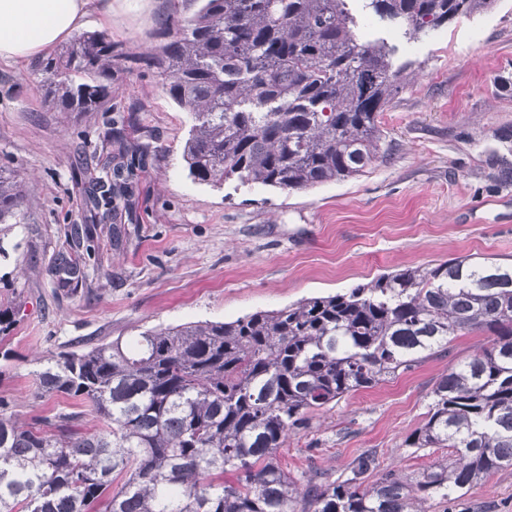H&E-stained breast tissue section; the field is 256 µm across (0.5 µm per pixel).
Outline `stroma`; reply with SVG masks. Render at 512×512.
Listing matches in <instances>:
<instances>
[{
  "mask_svg": "<svg viewBox=\"0 0 512 512\" xmlns=\"http://www.w3.org/2000/svg\"><path fill=\"white\" fill-rule=\"evenodd\" d=\"M200 6L112 0V39L148 51L168 17ZM351 8L365 16L360 0ZM368 19L371 36L414 73L380 116L388 154L365 175L290 193L194 181L182 158L191 117L160 77L121 70L110 114L50 112L28 66L0 65V165L18 172L26 200L23 222L0 233V294L15 293L18 308L0 342V399L16 419L65 407L83 412L81 431L97 427L81 401L36 394L38 373L63 351L278 310L455 257L512 263V0L415 40L399 24ZM129 112L122 141L146 150L115 218L94 223L88 187L115 150L113 114ZM63 256L78 258V286L59 272ZM484 341L478 332L457 337L449 354L313 414L279 448V465L296 478L321 469L343 479L364 454L381 472L418 473L447 458V449L404 439L423 422L440 375ZM432 512H512V469Z\"/></svg>",
  "mask_w": 512,
  "mask_h": 512,
  "instance_id": "stroma-1",
  "label": "stroma"
}]
</instances>
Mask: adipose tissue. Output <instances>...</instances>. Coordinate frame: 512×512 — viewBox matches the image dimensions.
<instances>
[{
  "label": "adipose tissue",
  "instance_id": "ef3b65f1",
  "mask_svg": "<svg viewBox=\"0 0 512 512\" xmlns=\"http://www.w3.org/2000/svg\"><path fill=\"white\" fill-rule=\"evenodd\" d=\"M112 20V0H0V61L31 63L89 24Z\"/></svg>",
  "mask_w": 512,
  "mask_h": 512
}]
</instances>
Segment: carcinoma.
Instances as JSON below:
<instances>
[{"mask_svg":"<svg viewBox=\"0 0 512 512\" xmlns=\"http://www.w3.org/2000/svg\"><path fill=\"white\" fill-rule=\"evenodd\" d=\"M494 0H364L416 38ZM139 54L103 32L82 33L32 66L51 112H110L121 63L157 73L193 125L183 159L195 180L297 191L363 175L378 160V118L405 68L360 34L348 0H205ZM136 153L96 179L94 208L115 212ZM25 196L0 166V225L18 224ZM0 295V342L15 323ZM488 334L433 387L408 448H449L411 475L372 484L374 459L345 479L282 470L278 448L309 414ZM43 395L90 405L102 425L73 431L64 409L40 427L0 399V512H428L512 467V265L451 258L379 275L345 293L229 322L147 330L71 353L38 373ZM233 479L228 480L225 475Z\"/></svg>","mask_w":512,"mask_h":512,"instance_id":"carcinoma-1","label":"carcinoma"}]
</instances>
